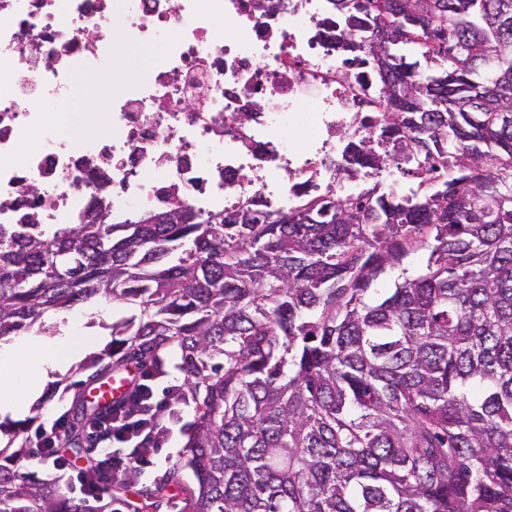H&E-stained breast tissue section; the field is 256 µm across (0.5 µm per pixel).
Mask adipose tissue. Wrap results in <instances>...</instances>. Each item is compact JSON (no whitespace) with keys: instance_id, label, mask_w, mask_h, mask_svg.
I'll use <instances>...</instances> for the list:
<instances>
[{"instance_id":"ef3b65f1","label":"adipose tissue","mask_w":512,"mask_h":512,"mask_svg":"<svg viewBox=\"0 0 512 512\" xmlns=\"http://www.w3.org/2000/svg\"><path fill=\"white\" fill-rule=\"evenodd\" d=\"M98 342V337L83 335L81 326L71 323L55 336L19 338L0 346V411H25L56 373Z\"/></svg>"}]
</instances>
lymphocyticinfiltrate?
I'll use <instances>...</instances> for the list:
<instances>
[{"label":"lymphocytic infiltrate","instance_id":"f902f5d3","mask_svg":"<svg viewBox=\"0 0 512 512\" xmlns=\"http://www.w3.org/2000/svg\"><path fill=\"white\" fill-rule=\"evenodd\" d=\"M155 377V372H141L123 406L99 414L90 421L88 435L94 453L91 468L77 466L57 454L60 437L68 424L64 415L36 434L37 456L53 452L55 467L69 471L85 496L93 491L89 474H96L106 483L149 462L158 448L167 444L171 434L169 423L177 414L172 400L155 399L151 387Z\"/></svg>","mask_w":512,"mask_h":512}]
</instances>
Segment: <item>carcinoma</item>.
Returning <instances> with one entry per match:
<instances>
[{
  "label": "carcinoma",
  "mask_w": 512,
  "mask_h": 512,
  "mask_svg": "<svg viewBox=\"0 0 512 512\" xmlns=\"http://www.w3.org/2000/svg\"><path fill=\"white\" fill-rule=\"evenodd\" d=\"M330 2L338 46L380 78L432 184L287 212L0 224V340L95 298L138 306L93 366L179 352L202 393L182 512H512V0ZM353 149L355 176L390 162ZM418 249L421 272L370 295ZM98 414L84 407L66 443L81 449ZM134 475L89 500L0 463V512H104Z\"/></svg>",
  "instance_id": "carcinoma-1"
}]
</instances>
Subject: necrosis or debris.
<instances>
[{"instance_id": "1", "label": "necrosis or debris", "mask_w": 512, "mask_h": 512, "mask_svg": "<svg viewBox=\"0 0 512 512\" xmlns=\"http://www.w3.org/2000/svg\"><path fill=\"white\" fill-rule=\"evenodd\" d=\"M256 1L0 0V224H76L102 195L126 216L348 191L344 133L373 141L388 124L378 80L346 62L326 0ZM120 42L160 43L165 62L122 81L95 115L102 133L60 135L46 107L79 75H116ZM300 104L296 152L286 131Z\"/></svg>"}]
</instances>
